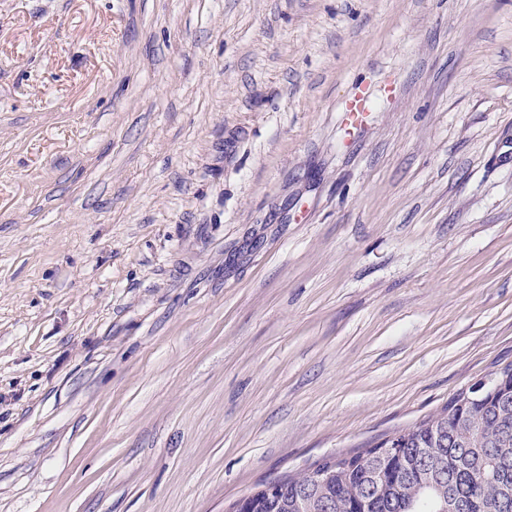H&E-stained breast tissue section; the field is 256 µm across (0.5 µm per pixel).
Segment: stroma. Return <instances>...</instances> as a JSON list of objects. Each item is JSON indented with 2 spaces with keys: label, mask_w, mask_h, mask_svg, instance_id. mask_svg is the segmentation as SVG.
I'll return each mask as SVG.
<instances>
[{
  "label": "stroma",
  "mask_w": 512,
  "mask_h": 512,
  "mask_svg": "<svg viewBox=\"0 0 512 512\" xmlns=\"http://www.w3.org/2000/svg\"><path fill=\"white\" fill-rule=\"evenodd\" d=\"M510 362L512 0H0V512H228Z\"/></svg>",
  "instance_id": "1"
}]
</instances>
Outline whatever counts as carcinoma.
Segmentation results:
<instances>
[{
	"mask_svg": "<svg viewBox=\"0 0 512 512\" xmlns=\"http://www.w3.org/2000/svg\"><path fill=\"white\" fill-rule=\"evenodd\" d=\"M492 374L501 391L484 402L463 390L383 440L390 452L326 458L327 481L280 479L274 499L252 493V512H512V363Z\"/></svg>",
	"mask_w": 512,
	"mask_h": 512,
	"instance_id": "obj_1",
	"label": "carcinoma"
}]
</instances>
